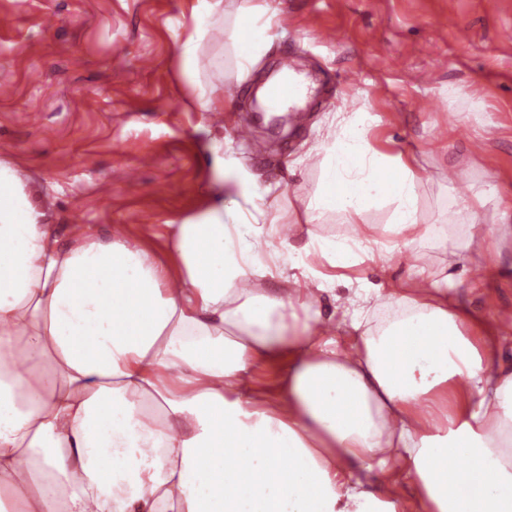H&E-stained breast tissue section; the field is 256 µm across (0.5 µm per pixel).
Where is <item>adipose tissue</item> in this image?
<instances>
[{
    "label": "adipose tissue",
    "mask_w": 512,
    "mask_h": 512,
    "mask_svg": "<svg viewBox=\"0 0 512 512\" xmlns=\"http://www.w3.org/2000/svg\"><path fill=\"white\" fill-rule=\"evenodd\" d=\"M223 0H198L172 50L195 111L224 105L196 81ZM278 13L233 34L240 76L272 48ZM315 146L320 187L301 223L341 216L352 236H282L276 186L212 155L215 189L170 219L168 261L120 237L60 247L26 183L0 161V503L12 512H512V338L478 336L428 248L493 241L450 197L462 239L421 222L415 158L376 148L367 107ZM380 213L393 245L369 222ZM401 257L406 286L360 278L340 342L318 306L337 270ZM284 365L274 394L257 363ZM403 462L416 503L364 472Z\"/></svg>",
    "instance_id": "ef3b65f1"
}]
</instances>
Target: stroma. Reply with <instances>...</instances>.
Masks as SVG:
<instances>
[{
  "label": "stroma",
  "mask_w": 512,
  "mask_h": 512,
  "mask_svg": "<svg viewBox=\"0 0 512 512\" xmlns=\"http://www.w3.org/2000/svg\"><path fill=\"white\" fill-rule=\"evenodd\" d=\"M257 2L223 0L201 47L199 80L224 86L218 122L190 106L172 53V33L190 32L197 0H0V84L10 88L0 97V160L18 169L60 246L79 244L85 229L103 243L117 231L163 253L168 220L196 214L212 190L198 159L211 139L230 140L252 172L302 206L319 184L307 151L327 138L334 112L363 105L382 149L416 156L425 222L442 219L454 193L489 191L492 203L478 210L489 225L495 203L512 206V40L503 38L512 0H269L290 21L242 80L232 33ZM459 25L469 43L454 38ZM17 39L24 54L9 51ZM286 54L316 76L307 119L277 138L257 128L245 139L255 91ZM90 97L100 108L87 107ZM422 97L439 109L419 111ZM454 168L465 178L450 180ZM446 221L449 235H464L465 225ZM490 252L492 274L457 288L474 312L512 310V233L496 234Z\"/></svg>",
  "instance_id": "1"
}]
</instances>
